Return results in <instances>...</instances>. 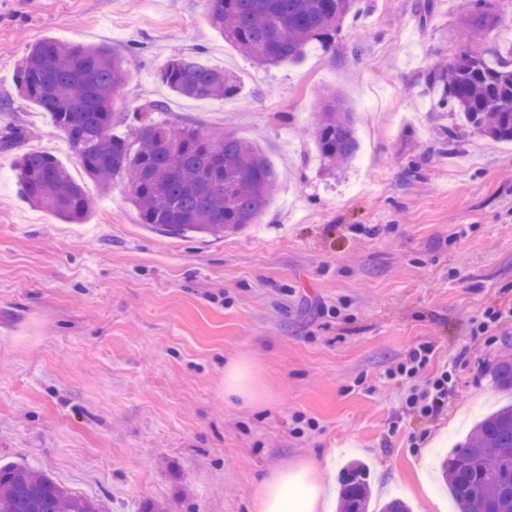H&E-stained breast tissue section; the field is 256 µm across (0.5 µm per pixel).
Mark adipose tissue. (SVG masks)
<instances>
[{
  "label": "adipose tissue",
  "mask_w": 512,
  "mask_h": 512,
  "mask_svg": "<svg viewBox=\"0 0 512 512\" xmlns=\"http://www.w3.org/2000/svg\"><path fill=\"white\" fill-rule=\"evenodd\" d=\"M320 468L307 461L271 470L255 487L253 512H332Z\"/></svg>",
  "instance_id": "adipose-tissue-1"
}]
</instances>
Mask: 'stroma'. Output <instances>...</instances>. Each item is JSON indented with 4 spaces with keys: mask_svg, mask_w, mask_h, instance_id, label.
<instances>
[{
    "mask_svg": "<svg viewBox=\"0 0 512 512\" xmlns=\"http://www.w3.org/2000/svg\"><path fill=\"white\" fill-rule=\"evenodd\" d=\"M360 0L331 48L262 67L209 23L205 0H0V105L25 147L54 155L96 204L66 224L0 168V462L27 463L107 512H252L259 478L331 458L339 482L370 471L371 505L454 512L438 465L475 423L512 404L490 366L512 326V144L435 113L428 75L459 51L465 0ZM106 43L129 76L118 112L161 98L170 120L252 142L278 183L260 223L174 239L141 224L128 186L99 194L47 112L14 78L46 37ZM234 72L237 94L189 99L158 80L173 50ZM340 90L357 158L328 173L314 127ZM428 348L425 376H457L439 412L405 399L421 379L388 370ZM245 358L265 395L224 393ZM434 445L430 459L420 450Z\"/></svg>",
    "mask_w": 512,
    "mask_h": 512,
    "instance_id": "stroma-1",
    "label": "stroma"
}]
</instances>
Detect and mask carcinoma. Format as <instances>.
Here are the masks:
<instances>
[{
  "label": "carcinoma",
  "mask_w": 512,
  "mask_h": 512,
  "mask_svg": "<svg viewBox=\"0 0 512 512\" xmlns=\"http://www.w3.org/2000/svg\"><path fill=\"white\" fill-rule=\"evenodd\" d=\"M211 25L260 66L296 63L314 42L328 47L357 0H206ZM503 0H476L465 25L467 38L490 41L502 19ZM509 60L461 48L430 80L442 86L435 109L465 117L469 135L512 143V48ZM127 80L123 59L107 45L85 46L45 38L18 70L16 88L49 112L53 127L79 154L88 177L104 192L124 175L142 223L168 237H219L259 223L277 184V172L252 144L226 130L207 132L192 123L160 118L163 100L136 111L137 148L117 134L112 111ZM161 82L180 96L223 98L238 89L237 77L200 66L175 54L160 72ZM26 127L7 123L0 155L10 157L25 200L69 224H81L93 199L66 167L44 152H16ZM322 160L349 165L358 151L353 113L343 96L328 93L315 129ZM494 383L512 391V356L497 360ZM460 512H512V405L480 420L460 449L440 465ZM366 471L355 466L341 479V512H368ZM0 512H106L97 497L75 494L51 475L24 464L0 466Z\"/></svg>",
  "instance_id": "cac0c4a2"
}]
</instances>
